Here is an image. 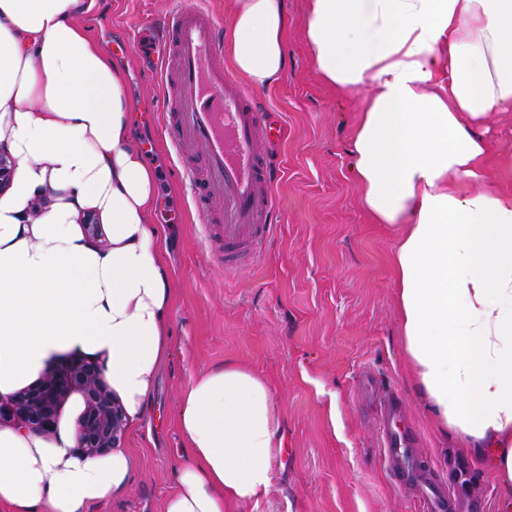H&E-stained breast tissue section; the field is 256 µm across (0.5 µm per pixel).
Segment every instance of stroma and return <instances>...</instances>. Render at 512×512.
<instances>
[{"mask_svg":"<svg viewBox=\"0 0 512 512\" xmlns=\"http://www.w3.org/2000/svg\"><path fill=\"white\" fill-rule=\"evenodd\" d=\"M178 4L203 8L222 27L230 19V0H95L85 19L104 49L119 34L130 38L118 65L134 141L157 172L152 222L174 295L170 353L142 421L126 424L121 441L132 461L129 482L89 512H162L189 453L178 427L182 393L192 377L229 360L269 383L286 438L271 495L238 512H421L387 471L373 408L359 391L367 373L400 398L436 475L454 478L469 461L468 492L485 497L487 512H501L492 470L444 434L410 381L391 271L400 230L369 222L350 153L364 96L338 95L317 76L304 37L307 0H287L284 75L251 91L282 126L270 147L279 163L278 221L252 259L233 267L211 243L189 185L172 175L184 163L201 167L204 150L174 154L177 117L164 108L165 80L139 74L149 48L145 21ZM486 128V183L511 192L512 112L493 113Z\"/></svg>","mask_w":512,"mask_h":512,"instance_id":"35a3bbf8","label":"stroma"}]
</instances>
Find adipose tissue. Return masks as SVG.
<instances>
[{"mask_svg": "<svg viewBox=\"0 0 512 512\" xmlns=\"http://www.w3.org/2000/svg\"><path fill=\"white\" fill-rule=\"evenodd\" d=\"M89 0H0V400L60 356L100 363L139 421L171 345L155 174L130 135L124 76L91 37ZM285 0H232L224 48L256 87L287 66ZM319 77L364 92L352 138L363 208L405 231L392 256L413 382L512 512V196L485 187L483 126L512 112V0H310ZM46 199L44 210L30 208ZM94 212L104 241L81 225ZM190 454L163 512H236L270 495L285 446L268 383L228 362L193 378ZM121 450L82 453L68 422L0 429V512H86L123 489Z\"/></svg>", "mask_w": 512, "mask_h": 512, "instance_id": "adipose-tissue-1", "label": "adipose tissue"}]
</instances>
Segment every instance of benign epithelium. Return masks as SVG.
Segmentation results:
<instances>
[{"instance_id":"obj_1","label":"benign epithelium","mask_w":512,"mask_h":512,"mask_svg":"<svg viewBox=\"0 0 512 512\" xmlns=\"http://www.w3.org/2000/svg\"><path fill=\"white\" fill-rule=\"evenodd\" d=\"M14 159L0 148V191L11 181ZM75 390L84 397L78 422L79 448L91 457L120 445L126 413L104 380L101 365L81 358L45 374L34 386L19 391L9 401H0V422L17 420L29 431L53 432L63 402Z\"/></svg>"}]
</instances>
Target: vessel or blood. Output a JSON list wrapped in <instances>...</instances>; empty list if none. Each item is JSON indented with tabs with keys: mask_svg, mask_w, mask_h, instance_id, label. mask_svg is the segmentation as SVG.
Here are the masks:
<instances>
[{
	"mask_svg": "<svg viewBox=\"0 0 512 512\" xmlns=\"http://www.w3.org/2000/svg\"><path fill=\"white\" fill-rule=\"evenodd\" d=\"M216 31V20L199 8L176 9L164 20L162 55L178 58L177 94L165 103L181 116L180 138L173 141V148L198 146L205 151V177L187 166L180 174L195 197L208 192L223 197L219 211L205 208L201 214L205 223L216 225L225 257L235 258L254 253L272 230L264 222L276 208L268 146L280 139L282 129L268 120L233 75L216 64L222 48ZM401 409L394 397L382 401L381 446L397 483L413 491L423 512H486L483 498L462 495L458 488L437 482L412 438L390 428V420Z\"/></svg>",
	"mask_w": 512,
	"mask_h": 512,
	"instance_id": "obj_1",
	"label": "vessel or blood"
}]
</instances>
